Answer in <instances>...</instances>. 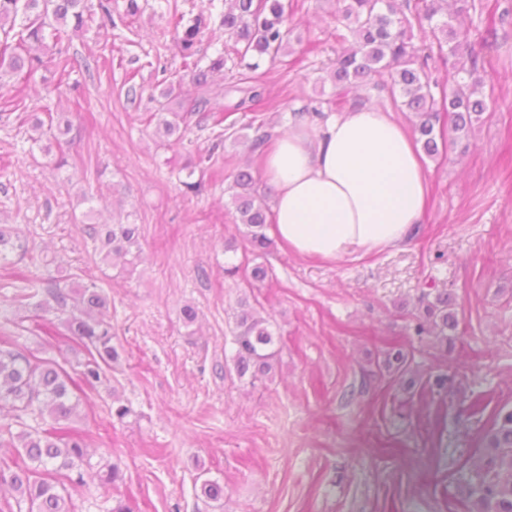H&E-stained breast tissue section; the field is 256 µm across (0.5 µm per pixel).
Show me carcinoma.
I'll return each mask as SVG.
<instances>
[{
  "instance_id": "1",
  "label": "carcinoma",
  "mask_w": 512,
  "mask_h": 512,
  "mask_svg": "<svg viewBox=\"0 0 512 512\" xmlns=\"http://www.w3.org/2000/svg\"><path fill=\"white\" fill-rule=\"evenodd\" d=\"M470 0H415L399 12L394 0H337L338 13L346 23L354 47L336 53L332 61V79L344 89L358 87L375 76L388 73L390 96L400 108L418 118L415 129L417 143L425 155H438L436 126L448 118V137H466L479 121L485 108L475 80H459L451 91L438 90L431 80L428 61L444 53L457 58L472 56L468 31L456 28L448 19V4L455 13L469 9ZM288 4L285 0H224V31L234 39L233 53L239 61L254 59L247 68L256 69L259 61L275 63L290 45V30L285 27ZM112 24L110 9L92 0H0V70L26 72L31 76L41 68L55 71L100 70L97 60L69 53L67 27L74 22L77 31L89 22ZM170 24L177 34V47L188 60L195 56L199 37L209 24L200 13L192 19L173 11ZM428 29L429 42H414V28ZM262 91L253 86L234 105L247 111L259 102ZM157 127L166 135L179 129L178 112H156ZM231 204L234 221L243 226L244 237L254 252L270 245L267 236L270 208L259 192L251 168H241L234 176ZM92 240L99 242L104 257L123 260L134 266L141 257L140 228L136 224H103L89 226ZM19 229L13 224H0V257L14 247ZM240 266L225 269L236 275ZM244 279L253 287L269 276L260 264L244 268ZM26 289L13 294L11 305L33 308L34 312L52 309L74 313L67 318L73 340L83 346L88 358L78 378H73L53 358H42L26 352L14 336L0 337V447L11 448L0 454V485L9 486L12 497L0 496V512H75L69 483H83L82 472L72 478L71 472L85 459L86 435L72 426L80 418V398L75 392L94 390L103 383L104 368L118 358L112 345V322L104 313L106 297L96 283L62 288L51 278L36 272L24 277ZM424 321L416 325V333L427 334L438 344L448 343V331L457 326L448 310V293L439 292L433 299L421 297ZM235 314V353L232 357L238 378L250 376L255 382L272 368L274 354L267 349L275 336L267 321L250 308L246 301L238 303ZM32 417L37 425L27 424ZM487 451L474 474L464 477L474 512H512V410L500 411L488 436ZM101 481L112 488L122 480L118 464L107 462Z\"/></svg>"
}]
</instances>
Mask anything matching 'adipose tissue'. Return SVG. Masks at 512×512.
<instances>
[{
    "label": "adipose tissue",
    "instance_id": "ef3b65f1",
    "mask_svg": "<svg viewBox=\"0 0 512 512\" xmlns=\"http://www.w3.org/2000/svg\"><path fill=\"white\" fill-rule=\"evenodd\" d=\"M262 171L276 187L271 232L305 258L400 246L428 199L411 132L370 105L291 124L265 150Z\"/></svg>",
    "mask_w": 512,
    "mask_h": 512
}]
</instances>
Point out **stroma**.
Listing matches in <instances>:
<instances>
[{
	"label": "stroma",
	"instance_id": "obj_1",
	"mask_svg": "<svg viewBox=\"0 0 512 512\" xmlns=\"http://www.w3.org/2000/svg\"><path fill=\"white\" fill-rule=\"evenodd\" d=\"M108 2L111 25L87 23L70 41L71 51L105 60L104 74L0 77V100L26 94L24 110L0 112V224L21 230L0 262V332L73 375L87 358L66 339L63 315L5 306L35 252L52 276L103 289L119 352L75 423L89 435L79 512H109L119 500L132 512H465L460 474L483 453L498 412L512 408V0H474L461 17L486 109L468 137L426 158L430 198L410 240L333 262L277 240L252 254L229 187L256 159L239 136L262 124L278 137L290 112L337 101L414 125L396 111L386 78L347 92L330 79L336 0H298L280 62L230 64L204 87L183 66L168 14L210 15L203 68L234 45L224 0H137L133 15L128 0ZM171 83L182 85V103L209 99L223 123L192 113L178 145L158 136L148 117ZM253 85L260 102L235 110ZM46 111L72 123L61 168L58 146L31 140L32 119ZM190 171L205 182L200 196L182 191ZM86 213L96 224L139 225L141 262L103 260L79 222ZM234 264L265 265L271 279L248 287L225 275ZM434 289L447 291L458 319L442 346L414 331L418 299ZM241 297L277 338L273 369L255 383L231 361ZM188 304L198 312L191 324L181 314ZM394 348L413 357L401 378L382 366ZM116 398L131 408L121 421L110 414ZM104 459L124 474L109 491L93 471ZM205 478L223 485V500L202 496Z\"/></svg>",
	"mask_w": 512,
	"mask_h": 512
}]
</instances>
